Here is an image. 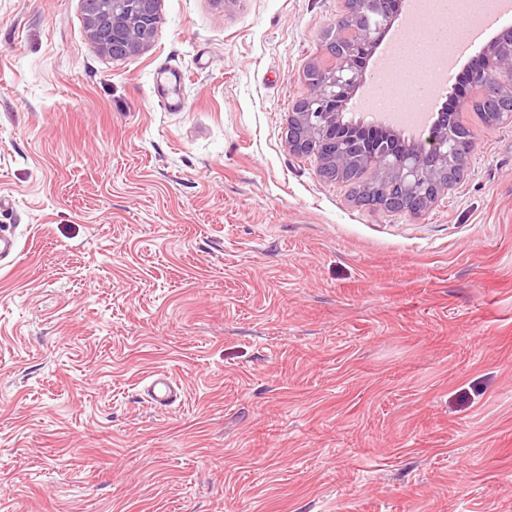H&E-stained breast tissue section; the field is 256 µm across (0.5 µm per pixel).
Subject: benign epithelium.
<instances>
[{
  "label": "benign epithelium",
  "mask_w": 512,
  "mask_h": 512,
  "mask_svg": "<svg viewBox=\"0 0 512 512\" xmlns=\"http://www.w3.org/2000/svg\"><path fill=\"white\" fill-rule=\"evenodd\" d=\"M86 7L88 37L98 50L112 54L117 50L132 54L147 47V17L154 14L156 0H139V12L130 16L126 0H112L109 10L98 7V0H83ZM336 17V35L326 39V60L306 77L307 94L300 105L289 113L285 130L288 144L293 141L319 146L325 151V162L333 169L347 165V158L336 156L333 131L342 126L340 111L351 92L359 85L363 69L358 60L376 48L392 21V0H361V22L352 24L350 0ZM509 83L503 84L502 78ZM471 104L489 109L485 117L512 122V35H505L488 45L478 63L471 68ZM445 122L429 133L426 145L407 149L398 155V191L386 204H400L411 210L419 199L410 197L417 185L428 179L436 166L451 163L457 150L448 137Z\"/></svg>",
  "instance_id": "obj_1"
}]
</instances>
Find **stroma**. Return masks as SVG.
I'll return each mask as SVG.
<instances>
[{
	"label": "stroma",
	"instance_id": "35a3bbf8",
	"mask_svg": "<svg viewBox=\"0 0 512 512\" xmlns=\"http://www.w3.org/2000/svg\"><path fill=\"white\" fill-rule=\"evenodd\" d=\"M342 8L0 0V512H512V124L455 66L463 179L358 203L284 134ZM111 10L98 8V0H83L88 37L101 52L111 55L121 50L132 54L144 50L149 36L147 18L154 14L156 0H139V12L131 17L124 8L126 0H111ZM89 4L93 8L89 9ZM148 378L150 381L145 391L155 405L166 406L180 398V392L167 374L153 372Z\"/></svg>",
	"mask_w": 512,
	"mask_h": 512
}]
</instances>
